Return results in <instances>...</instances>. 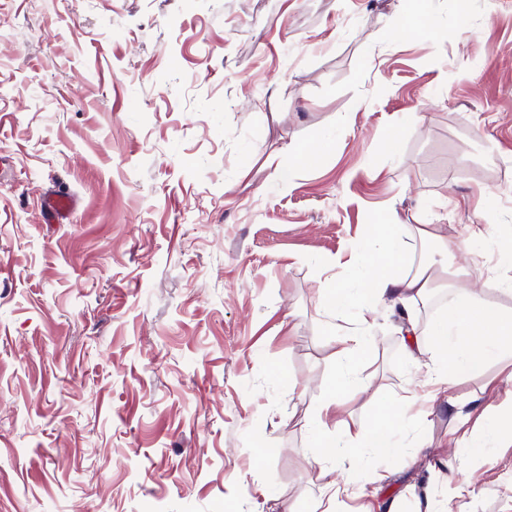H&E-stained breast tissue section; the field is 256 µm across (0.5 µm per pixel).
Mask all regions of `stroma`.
<instances>
[{"instance_id": "35a3bbf8", "label": "stroma", "mask_w": 512, "mask_h": 512, "mask_svg": "<svg viewBox=\"0 0 512 512\" xmlns=\"http://www.w3.org/2000/svg\"><path fill=\"white\" fill-rule=\"evenodd\" d=\"M411 4L0 0V512L321 498L305 420L338 364L316 290L390 212L488 226L487 297L512 307V0L463 22L426 0L429 28ZM59 191L76 207L45 223ZM379 322L364 369L391 406L419 368L399 305ZM511 391L492 367L451 395L495 411ZM452 425L442 400L403 431L416 460L340 457L357 480L329 512H410L409 486L441 500L452 479L483 488L467 512H512V447L479 468Z\"/></svg>"}]
</instances>
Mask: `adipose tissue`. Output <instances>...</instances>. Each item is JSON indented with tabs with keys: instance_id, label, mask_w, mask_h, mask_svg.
Masks as SVG:
<instances>
[{
	"instance_id": "adipose-tissue-1",
	"label": "adipose tissue",
	"mask_w": 512,
	"mask_h": 512,
	"mask_svg": "<svg viewBox=\"0 0 512 512\" xmlns=\"http://www.w3.org/2000/svg\"><path fill=\"white\" fill-rule=\"evenodd\" d=\"M429 242L436 260L414 263L404 247V235ZM475 231L463 225L456 240H448L436 224H402L397 214H389L385 224L372 231L352 263L359 268L357 284L329 280L317 293L325 311L341 316L357 309L354 327H337L335 355L341 362L334 381L310 411L308 423L315 445L323 457L370 454L387 457L416 456L421 443L401 444L394 434L402 429L401 411L378 408L365 424H349L340 416L345 402L364 399L375 405L372 377L357 368L371 357L379 311L387 299L399 302L406 321H413L415 306L429 300L447 286L457 290L456 302L428 320L414 333L418 354L428 357L426 371L416 381L428 400L468 377L484 374L490 364L512 367V310L486 300L477 265L470 256L469 241ZM455 425L448 444L453 448L484 449L483 463L493 466L494 451L512 447V401L500 413L475 412L464 401H451Z\"/></svg>"
}]
</instances>
